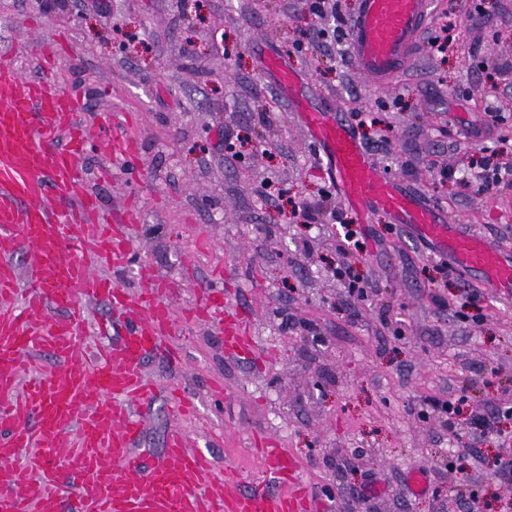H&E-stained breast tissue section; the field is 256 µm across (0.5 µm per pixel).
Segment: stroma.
<instances>
[{"label":"stroma","instance_id":"stroma-1","mask_svg":"<svg viewBox=\"0 0 512 512\" xmlns=\"http://www.w3.org/2000/svg\"><path fill=\"white\" fill-rule=\"evenodd\" d=\"M456 24L446 55L429 50L423 28L411 64L373 87L346 43H327L331 16L304 0H0V59L22 79L49 76L79 94L91 131L119 129L137 148L133 168L100 143L82 158L81 188L54 192L67 204L95 193L140 220L126 231L133 265L104 275L129 290L157 278L184 313L222 266V289L249 321L257 359L224 351L218 326L178 322L168 347L145 357L157 385L137 406L138 453L162 455L179 431L224 481L248 489L264 468L256 436L277 438L297 465L310 512H460L449 492L472 475L482 512H500L491 464L499 441L464 446L471 415L512 400V301L485 295L479 326L454 315L472 278L440 271L438 256L384 214L366 224L348 261L369 289L351 295L332 268L337 226L329 214L304 223L291 204L329 188L326 161L301 127L266 53L283 56L316 104L342 113L360 141L403 187L450 223L512 246V189L485 190L470 174L512 160V0H434ZM69 50L44 73V40ZM238 134L235 157L219 135ZM450 169L441 177L431 159ZM108 180H100L101 171ZM284 196L262 197L264 182ZM197 412L177 415V395ZM465 397L460 415L431 407ZM420 472L428 492L415 490Z\"/></svg>","mask_w":512,"mask_h":512}]
</instances>
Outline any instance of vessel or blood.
I'll return each mask as SVG.
<instances>
[{
	"label": "vessel or blood",
	"instance_id": "obj_1",
	"mask_svg": "<svg viewBox=\"0 0 512 512\" xmlns=\"http://www.w3.org/2000/svg\"><path fill=\"white\" fill-rule=\"evenodd\" d=\"M429 0H359L348 31L351 61L374 85L389 82L406 66L428 13ZM288 99L319 144L333 186L343 202L368 221L387 215L427 240L454 268L479 276L502 297L512 296V250L479 236L460 234L435 208L421 201L375 164L340 114L309 102L304 87L278 59ZM81 104L47 79L22 81L0 61V512H309L307 494L293 462L273 439L260 437L267 458L252 489L218 492L208 458L171 434L161 460L146 462L134 443L141 423L132 408L154 393L144 358L161 345L175 316L164 301L166 281L131 292L99 274L93 260L74 255L88 242L99 259L125 267L129 238L109 224L85 226L99 204L88 193L67 208L55 206L50 188L66 191L84 178L80 165L91 137L80 121ZM33 260L18 267L21 247ZM101 301L110 319L98 326L126 330L111 349L77 355L87 324L85 307ZM224 345L240 359L250 344L241 322L223 328ZM51 354L54 369L23 378L24 358ZM73 450L58 455L66 435ZM69 484H61L60 473Z\"/></svg>",
	"mask_w": 512,
	"mask_h": 512
}]
</instances>
